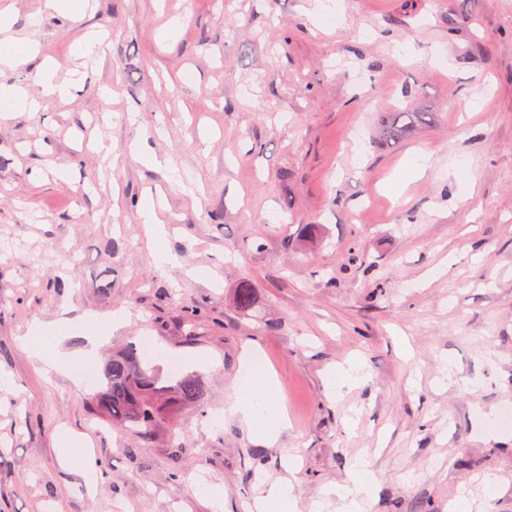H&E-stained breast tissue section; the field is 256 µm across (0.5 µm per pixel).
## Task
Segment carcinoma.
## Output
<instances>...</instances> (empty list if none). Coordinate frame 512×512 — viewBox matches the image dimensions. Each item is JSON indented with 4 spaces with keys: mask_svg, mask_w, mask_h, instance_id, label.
I'll list each match as a JSON object with an SVG mask.
<instances>
[{
    "mask_svg": "<svg viewBox=\"0 0 512 512\" xmlns=\"http://www.w3.org/2000/svg\"><path fill=\"white\" fill-rule=\"evenodd\" d=\"M431 121L427 112H394L382 124L385 140L398 142L419 125ZM236 305L243 311L255 303V289L247 281L236 290ZM200 382L195 375L163 378L153 359L136 347L126 348L105 365L98 389L91 398L92 417L110 421L145 439L166 425V409L197 402Z\"/></svg>",
    "mask_w": 512,
    "mask_h": 512,
    "instance_id": "carcinoma-1",
    "label": "carcinoma"
}]
</instances>
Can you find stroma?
<instances>
[{
	"label": "stroma",
	"mask_w": 512,
	"mask_h": 512,
	"mask_svg": "<svg viewBox=\"0 0 512 512\" xmlns=\"http://www.w3.org/2000/svg\"><path fill=\"white\" fill-rule=\"evenodd\" d=\"M91 3L0 0L40 50L1 85L36 90L43 57L83 74L72 98L0 118V512H213L208 485L251 512L286 479L295 512H341L361 458L368 512H512V0ZM91 30L107 52L76 57ZM400 109L434 120L382 141ZM423 151L432 169L406 177ZM86 317L94 371L147 339L164 370L200 373V401L147 440L91 418L81 372L45 376L23 344L38 323L79 357L81 333L56 332ZM253 348L288 415L272 444L224 414ZM350 360L363 380L331 393ZM63 430L93 468L64 459Z\"/></svg>",
	"instance_id": "1"
}]
</instances>
